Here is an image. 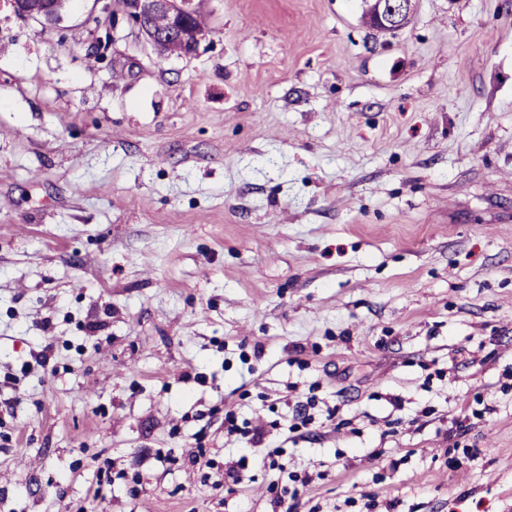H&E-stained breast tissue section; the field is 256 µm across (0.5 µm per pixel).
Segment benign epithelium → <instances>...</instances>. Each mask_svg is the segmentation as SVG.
Wrapping results in <instances>:
<instances>
[{
	"label": "benign epithelium",
	"instance_id": "1",
	"mask_svg": "<svg viewBox=\"0 0 512 512\" xmlns=\"http://www.w3.org/2000/svg\"><path fill=\"white\" fill-rule=\"evenodd\" d=\"M112 20H125L159 59L196 54L209 30L196 24L201 15L198 0H93ZM19 18L33 20L44 27L59 24L68 15L71 0H6ZM414 0H373L367 21L378 29L400 30L411 20Z\"/></svg>",
	"mask_w": 512,
	"mask_h": 512
}]
</instances>
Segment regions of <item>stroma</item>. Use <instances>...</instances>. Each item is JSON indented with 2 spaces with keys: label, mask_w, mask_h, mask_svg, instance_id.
<instances>
[{
  "label": "stroma",
  "mask_w": 512,
  "mask_h": 512,
  "mask_svg": "<svg viewBox=\"0 0 512 512\" xmlns=\"http://www.w3.org/2000/svg\"><path fill=\"white\" fill-rule=\"evenodd\" d=\"M364 6L202 0L170 60L92 0L0 7V512H270L267 468L189 459L312 393L293 512H512V0ZM6 5L19 18L33 20L43 27L59 24L68 15L71 0H6ZM413 0H373L367 22L378 26V30H400L411 20L414 10ZM224 431L228 435L238 436L250 448L265 440L264 432L249 429L248 424L240 421L238 414L234 411L224 413ZM191 463L199 469L213 471L212 473L217 478L212 482V486L215 489L224 486V489L231 491L233 486L238 485L242 481V473L248 470L250 458L248 455L242 454L235 466H227L225 464L222 467L218 465L215 459L207 455L204 448H198L197 453H194L191 457Z\"/></svg>",
  "instance_id": "35a3bbf8"
}]
</instances>
